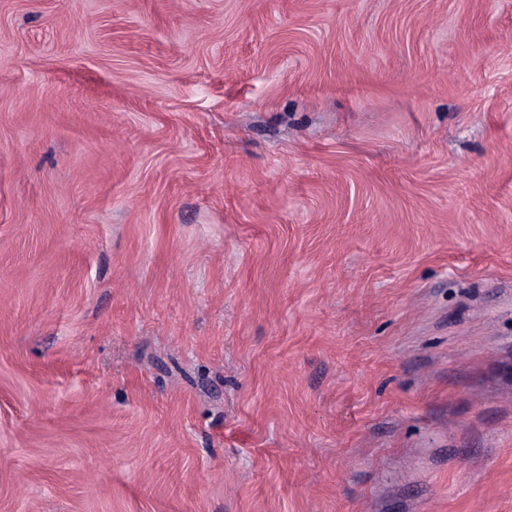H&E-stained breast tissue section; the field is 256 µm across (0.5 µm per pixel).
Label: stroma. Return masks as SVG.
Listing matches in <instances>:
<instances>
[{
    "mask_svg": "<svg viewBox=\"0 0 512 512\" xmlns=\"http://www.w3.org/2000/svg\"><path fill=\"white\" fill-rule=\"evenodd\" d=\"M0 512H512V0H0Z\"/></svg>",
    "mask_w": 512,
    "mask_h": 512,
    "instance_id": "stroma-1",
    "label": "stroma"
}]
</instances>
